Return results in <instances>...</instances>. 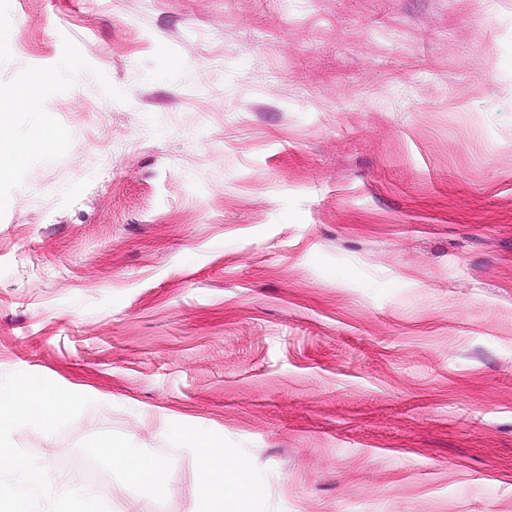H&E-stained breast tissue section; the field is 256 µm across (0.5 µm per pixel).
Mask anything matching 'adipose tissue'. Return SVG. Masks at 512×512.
Segmentation results:
<instances>
[{"instance_id":"obj_1","label":"adipose tissue","mask_w":512,"mask_h":512,"mask_svg":"<svg viewBox=\"0 0 512 512\" xmlns=\"http://www.w3.org/2000/svg\"><path fill=\"white\" fill-rule=\"evenodd\" d=\"M73 404L71 393L42 380L32 379L0 389V471L33 475L34 463L25 460L12 446L10 433L22 424L51 428ZM170 434L184 447L193 449L198 457L202 492L199 512H256L261 489L245 465L230 461L221 446L194 427L174 426ZM96 453L107 464L102 479L115 477L120 486L135 487L141 503L156 502L167 493L164 460L114 441L100 443Z\"/></svg>"}]
</instances>
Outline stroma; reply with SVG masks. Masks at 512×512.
I'll return each mask as SVG.
<instances>
[{
    "instance_id": "35a3bbf8",
    "label": "stroma",
    "mask_w": 512,
    "mask_h": 512,
    "mask_svg": "<svg viewBox=\"0 0 512 512\" xmlns=\"http://www.w3.org/2000/svg\"><path fill=\"white\" fill-rule=\"evenodd\" d=\"M0 91L44 148L0 180V385L75 393L12 435L134 512L95 448L222 444L259 512H512V0H0ZM43 79L34 77L22 86L12 97L10 107H36L42 103Z\"/></svg>"
}]
</instances>
